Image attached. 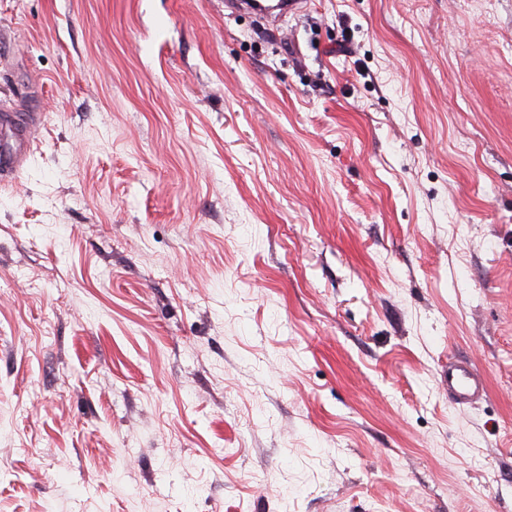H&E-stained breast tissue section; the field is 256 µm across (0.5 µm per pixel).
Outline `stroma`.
Instances as JSON below:
<instances>
[{
  "label": "stroma",
  "instance_id": "stroma-1",
  "mask_svg": "<svg viewBox=\"0 0 512 512\" xmlns=\"http://www.w3.org/2000/svg\"><path fill=\"white\" fill-rule=\"evenodd\" d=\"M2 109L0 512H512V0H0ZM259 0H225L224 10L230 11L232 15L236 14H252L262 17L272 26H277L279 22L288 14L300 13L306 6L307 1L304 0H280V6L277 11H267L258 7ZM27 125L28 122L25 121L22 139L18 146L11 153L5 156H0L1 169H6L13 175L17 174L20 171L29 152L30 139L27 134ZM485 392L481 379L462 361L448 363V397L458 407H464Z\"/></svg>",
  "mask_w": 512,
  "mask_h": 512
}]
</instances>
